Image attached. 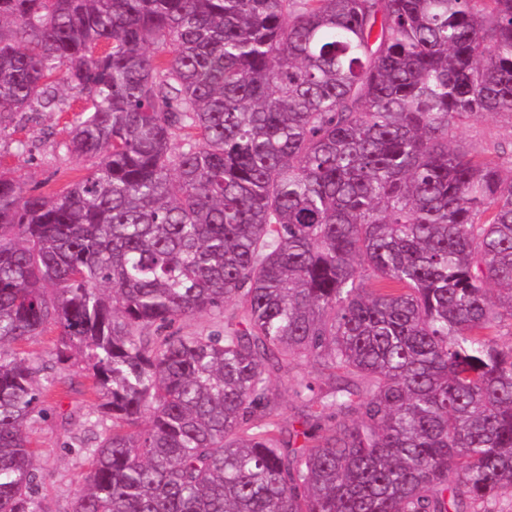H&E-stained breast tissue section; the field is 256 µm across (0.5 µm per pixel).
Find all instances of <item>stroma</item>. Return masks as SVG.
<instances>
[{
	"label": "stroma",
	"instance_id": "35a3bbf8",
	"mask_svg": "<svg viewBox=\"0 0 512 512\" xmlns=\"http://www.w3.org/2000/svg\"><path fill=\"white\" fill-rule=\"evenodd\" d=\"M62 120L39 116L28 122L19 135L35 147L34 157L7 154L6 142L0 141V166L9 168L28 184L45 191H56L77 180L83 173L74 158L54 154L53 141ZM458 136L475 151L493 145L512 144V123L498 117L467 122ZM56 338L49 331L26 345L25 351L48 374L62 373L66 381L50 391L46 416L36 418L30 433L38 467V497L44 512H70L79 480L88 468V458L80 446L88 438L104 434L108 426L97 421L94 399L87 391V370L80 358H73L65 368L54 365L49 350Z\"/></svg>",
	"mask_w": 512,
	"mask_h": 512
}]
</instances>
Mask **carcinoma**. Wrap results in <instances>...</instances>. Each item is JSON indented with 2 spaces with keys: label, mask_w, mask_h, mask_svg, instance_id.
<instances>
[{
  "label": "carcinoma",
  "mask_w": 512,
  "mask_h": 512,
  "mask_svg": "<svg viewBox=\"0 0 512 512\" xmlns=\"http://www.w3.org/2000/svg\"><path fill=\"white\" fill-rule=\"evenodd\" d=\"M47 114L85 174L0 172V512L49 329L111 421L72 512L512 500V154L454 138L512 121V0H0V138ZM185 333L199 332L207 334L210 331H223L224 318L219 315H201L183 319L176 324ZM274 387L279 393V419L284 427L288 429L289 425L294 424L295 427H299L295 423L297 416V403L286 391L287 381L283 374L272 377Z\"/></svg>",
  "instance_id": "obj_1"
}]
</instances>
